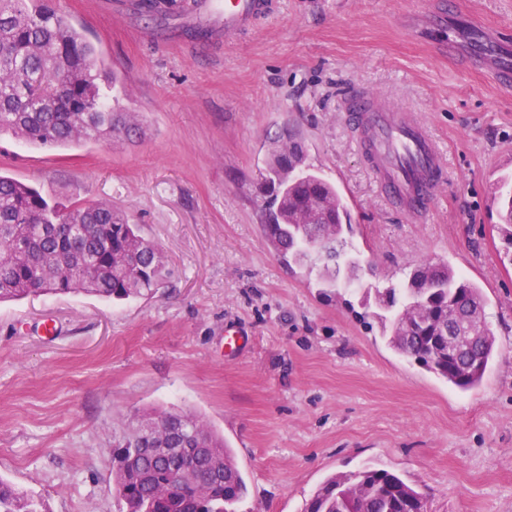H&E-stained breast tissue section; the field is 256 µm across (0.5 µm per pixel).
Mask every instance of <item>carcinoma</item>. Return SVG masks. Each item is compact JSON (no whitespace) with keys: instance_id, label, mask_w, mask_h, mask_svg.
Returning <instances> with one entry per match:
<instances>
[{"instance_id":"cac0c4a2","label":"carcinoma","mask_w":512,"mask_h":512,"mask_svg":"<svg viewBox=\"0 0 512 512\" xmlns=\"http://www.w3.org/2000/svg\"><path fill=\"white\" fill-rule=\"evenodd\" d=\"M105 64L95 44L52 0H0V135L61 147L131 137L133 112L101 93ZM262 180L263 229L284 262L336 268L349 255L351 216L336 187L306 163L290 133L272 141ZM505 257L512 262V194L499 197ZM162 254L106 201H48L0 175V302L76 291L116 300L162 287ZM396 305L389 345L456 388L480 385L496 339L481 289L448 265L422 261L397 286L378 292ZM472 338L471 356L448 355V332ZM118 512H236L247 486L224 438L182 410L143 414L112 446ZM427 495L399 473L366 465L327 478L304 512H418ZM0 512H43L39 501L0 478Z\"/></svg>"}]
</instances>
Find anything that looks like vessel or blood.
<instances>
[{"label": "vessel or blood", "mask_w": 512, "mask_h": 512, "mask_svg": "<svg viewBox=\"0 0 512 512\" xmlns=\"http://www.w3.org/2000/svg\"><path fill=\"white\" fill-rule=\"evenodd\" d=\"M217 12L229 39L271 15L272 2L224 0ZM345 112L376 184L409 220L423 218L446 180L440 149L427 127L364 90L348 95Z\"/></svg>", "instance_id": "1"}]
</instances>
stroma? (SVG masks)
I'll return each mask as SVG.
<instances>
[{"label": "stroma", "instance_id": "1", "mask_svg": "<svg viewBox=\"0 0 512 512\" xmlns=\"http://www.w3.org/2000/svg\"><path fill=\"white\" fill-rule=\"evenodd\" d=\"M99 48L138 137L42 148L0 136V174L49 200H106L169 270L147 298L0 303V477L46 512H116L110 449L147 411L199 416L233 449L237 512H301L330 476L385 467L429 512H512V265L497 196L512 176V0H277L231 41L214 14L148 21L113 0H54ZM206 24L207 38L189 29ZM363 88L435 135L447 182L423 222L383 197L343 118ZM336 184L361 286L283 265L262 227L261 172L282 130ZM447 263L476 284L496 355L462 392L397 354L367 288Z\"/></svg>", "mask_w": 512, "mask_h": 512}]
</instances>
